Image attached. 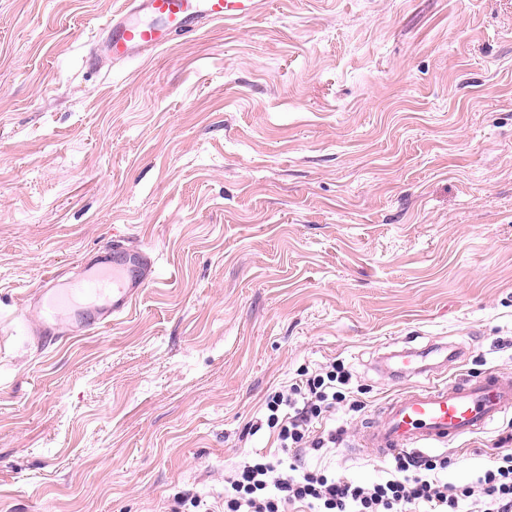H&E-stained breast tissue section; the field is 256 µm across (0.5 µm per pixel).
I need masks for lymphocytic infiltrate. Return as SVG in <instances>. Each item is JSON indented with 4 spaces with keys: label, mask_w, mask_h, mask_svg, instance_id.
<instances>
[{
    "label": "lymphocytic infiltrate",
    "mask_w": 512,
    "mask_h": 512,
    "mask_svg": "<svg viewBox=\"0 0 512 512\" xmlns=\"http://www.w3.org/2000/svg\"><path fill=\"white\" fill-rule=\"evenodd\" d=\"M351 380L344 364L332 362L274 390L250 434L268 429L278 447L298 456L335 447L342 431L329 425L333 412L362 408L349 398ZM449 464L444 455L403 453L380 480L363 483L258 453L225 475L224 512H512V448L500 449L465 486L449 483Z\"/></svg>",
    "instance_id": "f902f5d3"
}]
</instances>
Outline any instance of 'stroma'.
<instances>
[{
  "label": "stroma",
  "instance_id": "stroma-1",
  "mask_svg": "<svg viewBox=\"0 0 512 512\" xmlns=\"http://www.w3.org/2000/svg\"><path fill=\"white\" fill-rule=\"evenodd\" d=\"M120 0H0V512H191L267 395L340 360L361 411L396 340L512 372V0H262L234 24L88 65ZM120 241L129 315L40 343L24 298ZM506 415L453 444L471 480Z\"/></svg>",
  "mask_w": 512,
  "mask_h": 512
}]
</instances>
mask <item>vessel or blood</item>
<instances>
[{"label":"vessel or blood","instance_id":"obj_1","mask_svg":"<svg viewBox=\"0 0 512 512\" xmlns=\"http://www.w3.org/2000/svg\"><path fill=\"white\" fill-rule=\"evenodd\" d=\"M259 9L258 0H122L101 27L96 44L122 61L167 46L173 35L236 21ZM149 264L147 253L113 242L98 265L66 283L48 280L39 290L41 326L68 324L95 333L133 307ZM428 351L405 347L388 359L401 377L430 373L431 381L404 387L379 410L357 441L363 455L384 459L424 453L482 434L512 413V372L491 369L440 378Z\"/></svg>","mask_w":512,"mask_h":512}]
</instances>
